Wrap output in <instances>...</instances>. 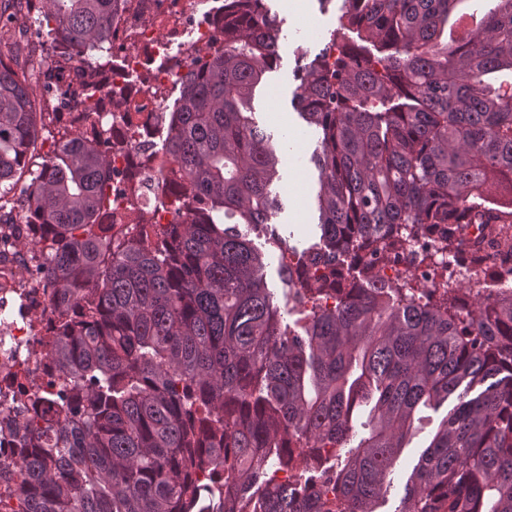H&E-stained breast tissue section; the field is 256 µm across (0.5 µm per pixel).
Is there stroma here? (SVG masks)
I'll return each mask as SVG.
<instances>
[{"label": "stroma", "instance_id": "stroma-1", "mask_svg": "<svg viewBox=\"0 0 512 512\" xmlns=\"http://www.w3.org/2000/svg\"><path fill=\"white\" fill-rule=\"evenodd\" d=\"M269 5L282 26L281 61L275 71L268 73L255 94L254 118L268 134L288 130L293 137L294 151L283 154L282 178L272 186L273 193L280 195L284 202L283 209L267 226L251 232L250 237L264 255V273L273 292V302L285 322L293 325L300 314L294 307L287 283L281 278L280 251L276 243L282 240L301 250L312 242L316 217L311 197L318 177L309 162L318 135L298 117L291 104L296 86L297 50L303 47L315 51L327 43L338 25L339 6L333 2L323 9L318 0H302L298 9L289 8L287 0H269ZM440 418V413L423 411L421 421L416 424L417 430L403 448L387 490L376 506L377 512H400L405 484Z\"/></svg>", "mask_w": 512, "mask_h": 512}]
</instances>
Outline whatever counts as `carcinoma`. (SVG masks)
I'll use <instances>...</instances> for the list:
<instances>
[{
	"instance_id": "obj_1",
	"label": "carcinoma",
	"mask_w": 512,
	"mask_h": 512,
	"mask_svg": "<svg viewBox=\"0 0 512 512\" xmlns=\"http://www.w3.org/2000/svg\"><path fill=\"white\" fill-rule=\"evenodd\" d=\"M490 2L341 0L330 41L298 50L292 107L319 135L318 240L280 264L300 332L243 231L281 209L282 158L253 112L279 61L266 0H224L222 48L191 59L164 113L169 224L153 223L142 179L127 195L138 224L104 223L112 122L87 135L90 113L34 98V63L0 57V225L25 199L49 355L69 381L28 396L8 477L20 512H376L417 414L451 399L400 512H512V288L421 298L377 274L435 234L495 282L481 246L512 228V0ZM19 3L81 65L79 104L103 92L121 0H0V18ZM464 3L477 28L454 37ZM366 404L336 469L320 449L347 447ZM297 453L300 473L273 482Z\"/></svg>"
}]
</instances>
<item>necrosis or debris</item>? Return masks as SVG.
<instances>
[{"instance_id":"obj_1","label":"necrosis or debris","mask_w":512,"mask_h":512,"mask_svg":"<svg viewBox=\"0 0 512 512\" xmlns=\"http://www.w3.org/2000/svg\"><path fill=\"white\" fill-rule=\"evenodd\" d=\"M222 0H125L112 42V71L105 83L111 98L103 99L100 111L111 113L113 127L139 126L138 146L113 153L112 169L120 176L145 174L153 189L148 203L158 223L171 219L156 185L168 174L163 156H156L149 170H142L141 149L159 136L154 120L166 110L169 91L187 73L190 59L222 46L223 34L214 23ZM432 253L443 267L438 288L471 278L469 269L441 251L436 242L419 238L411 256L402 262L380 266L384 280L404 274L426 288V265L418 254ZM25 253L15 243L0 247V465L11 466L19 453L16 428V395L46 388L55 372L46 355L42 314L48 308L49 291L34 276L24 273Z\"/></svg>"}]
</instances>
